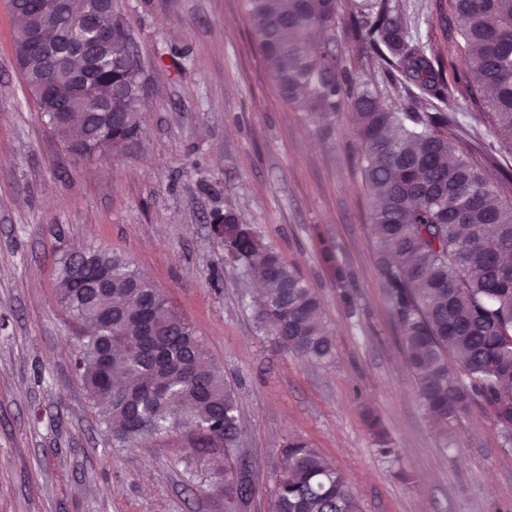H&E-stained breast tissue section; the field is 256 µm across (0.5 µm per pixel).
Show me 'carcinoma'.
Returning a JSON list of instances; mask_svg holds the SVG:
<instances>
[{
	"instance_id": "carcinoma-1",
	"label": "carcinoma",
	"mask_w": 512,
	"mask_h": 512,
	"mask_svg": "<svg viewBox=\"0 0 512 512\" xmlns=\"http://www.w3.org/2000/svg\"><path fill=\"white\" fill-rule=\"evenodd\" d=\"M252 36L275 90L305 112L325 119L343 103L355 111L357 153L373 199L370 214L380 283L399 326L406 363L419 395L437 420L450 423L480 409L497 422L502 446L512 450V205L498 200L486 169L451 132L458 117L448 113L449 86L441 62L427 56L413 35L399 0H351L347 38L359 57L378 65L393 84L412 82L423 109L398 112L363 67L338 69L327 49L336 32L337 0H245ZM466 54L458 83L484 104L494 137L512 147V0H452ZM13 21V51L40 112L67 148L83 155L91 131L55 110L39 83L68 98L73 112L94 100L70 95L69 74L30 49L38 24L53 28L59 0H7ZM116 25L112 44L119 61L135 49L126 22ZM138 72L122 66L95 80L100 95L112 93V146L117 153L142 134L140 113L128 92ZM231 209L210 218L215 238H236V260L265 277L261 316L281 344L307 361L335 355L319 297L299 271L254 233L236 235ZM321 262L349 313L357 310L355 272L336 260V247L316 231ZM96 262L112 269L105 301L84 291L76 258L61 254L58 299L79 328L74 370L100 424L123 445L186 429L218 451L239 429L237 400L210 359L193 325L169 304L165 293L142 281L127 259L96 248ZM121 351L104 385L101 344ZM378 453L395 460L398 450L374 414L367 415ZM242 482L224 472L228 509ZM276 512H361L346 475L301 438L288 442L274 475Z\"/></svg>"
}]
</instances>
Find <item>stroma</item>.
<instances>
[{
    "instance_id": "35a3bbf8",
    "label": "stroma",
    "mask_w": 512,
    "mask_h": 512,
    "mask_svg": "<svg viewBox=\"0 0 512 512\" xmlns=\"http://www.w3.org/2000/svg\"><path fill=\"white\" fill-rule=\"evenodd\" d=\"M0 0V512H227L225 469L254 491L238 512H274L273 474L294 437L348 478L363 512H512V452L479 411L435 423L404 363L380 286L371 198L353 109L313 121L275 92L243 0H116L143 65L142 135L88 160L42 118L13 54ZM412 34L447 75L463 42L451 0H402ZM448 100L458 139L492 178L512 147L485 148L491 123L465 89ZM234 209L320 295L336 356L303 360L260 318L250 273L207 223ZM356 273L348 315L314 237ZM123 253L196 327L233 388L236 442L198 448L185 430L114 446L72 367L57 297L58 250ZM382 417L398 463L376 452L365 410Z\"/></svg>"
}]
</instances>
